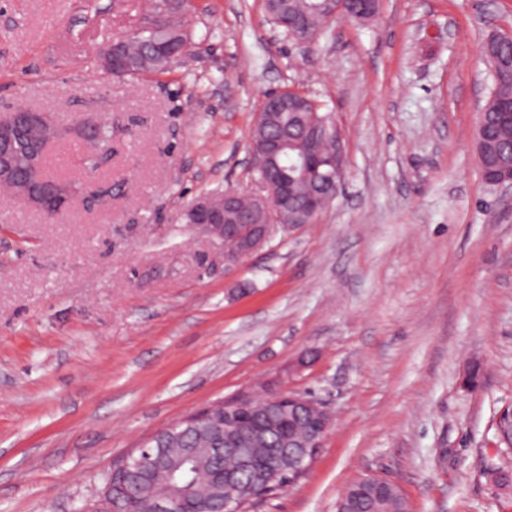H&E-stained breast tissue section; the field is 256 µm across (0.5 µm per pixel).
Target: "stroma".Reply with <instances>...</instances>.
Here are the masks:
<instances>
[{
  "instance_id": "1",
  "label": "stroma",
  "mask_w": 512,
  "mask_h": 512,
  "mask_svg": "<svg viewBox=\"0 0 512 512\" xmlns=\"http://www.w3.org/2000/svg\"><path fill=\"white\" fill-rule=\"evenodd\" d=\"M169 72L95 68L152 0H0V110L112 125L95 173L50 218L0 194V512H74L156 431L266 384L335 415L291 487L250 512H335L354 480L397 482L410 512H512L489 463L512 406V194L473 137L489 32L512 0H381L300 44L261 0H189ZM296 84L343 133L344 179L315 223L275 230L233 273L186 221L200 196L251 194V130ZM112 195L91 206L88 194Z\"/></svg>"
}]
</instances>
